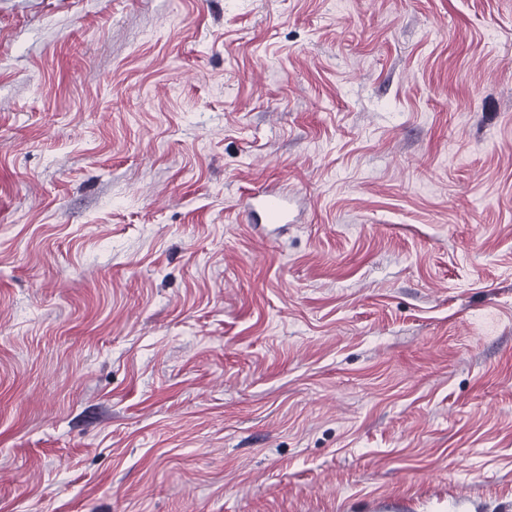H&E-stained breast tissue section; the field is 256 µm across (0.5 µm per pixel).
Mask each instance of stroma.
Instances as JSON below:
<instances>
[{"instance_id": "1", "label": "stroma", "mask_w": 512, "mask_h": 512, "mask_svg": "<svg viewBox=\"0 0 512 512\" xmlns=\"http://www.w3.org/2000/svg\"><path fill=\"white\" fill-rule=\"evenodd\" d=\"M0 512H512V0H0ZM245 209L252 224H288V192L272 184L251 189Z\"/></svg>"}]
</instances>
